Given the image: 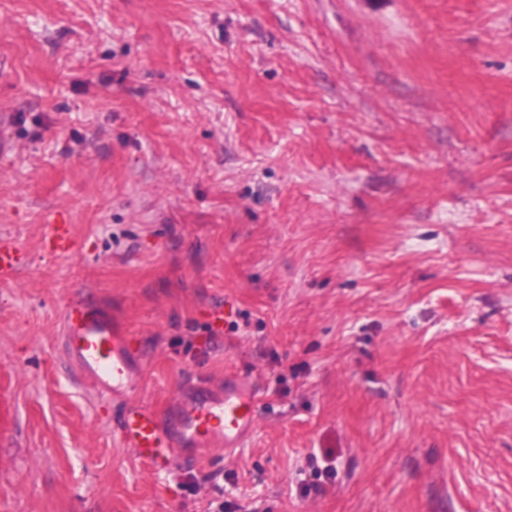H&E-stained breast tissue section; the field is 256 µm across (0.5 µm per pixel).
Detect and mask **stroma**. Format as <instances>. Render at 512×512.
<instances>
[{
    "instance_id": "obj_1",
    "label": "stroma",
    "mask_w": 512,
    "mask_h": 512,
    "mask_svg": "<svg viewBox=\"0 0 512 512\" xmlns=\"http://www.w3.org/2000/svg\"><path fill=\"white\" fill-rule=\"evenodd\" d=\"M1 236L7 512H512V0H0ZM76 291L160 419L257 382L245 448L165 477L119 447ZM77 248V241L70 224L54 221L50 233L42 240V252L52 258H66ZM29 262L28 253L11 237L0 238V281L10 282ZM63 350L68 362L102 401L135 392L140 372L133 362L129 336L120 331L103 308L84 295L65 305ZM16 394L10 382L5 381V377L2 376L0 380V444L4 446L6 443L12 441L13 430L11 428V422L5 421V406L11 404L15 407Z\"/></svg>"
}]
</instances>
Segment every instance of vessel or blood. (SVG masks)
<instances>
[{"label":"vessel or blood","mask_w":512,"mask_h":512,"mask_svg":"<svg viewBox=\"0 0 512 512\" xmlns=\"http://www.w3.org/2000/svg\"><path fill=\"white\" fill-rule=\"evenodd\" d=\"M77 241L70 225L53 223L43 239L42 252L65 258ZM29 262L28 253L13 239L0 238V281L9 282ZM63 350L68 362L100 400L135 392L140 373L133 362L129 337L120 334L103 308L83 295L71 296L63 312ZM182 407L165 424L147 404H129L115 426L120 447L130 450L152 472L170 471L185 447H223L232 455L244 447L258 422L255 387L230 376L220 395L210 394L205 380H197L181 396Z\"/></svg>","instance_id":"obj_1"}]
</instances>
